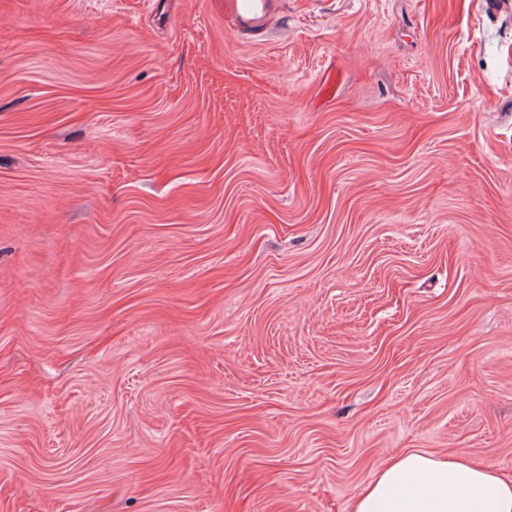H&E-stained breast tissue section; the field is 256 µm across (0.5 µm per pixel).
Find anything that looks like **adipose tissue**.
I'll return each mask as SVG.
<instances>
[{"mask_svg":"<svg viewBox=\"0 0 512 512\" xmlns=\"http://www.w3.org/2000/svg\"><path fill=\"white\" fill-rule=\"evenodd\" d=\"M352 512H512V479L459 456L399 452L354 494Z\"/></svg>","mask_w":512,"mask_h":512,"instance_id":"obj_1","label":"adipose tissue"}]
</instances>
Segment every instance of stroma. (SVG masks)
Segmentation results:
<instances>
[{"label": "stroma", "mask_w": 512, "mask_h": 512, "mask_svg": "<svg viewBox=\"0 0 512 512\" xmlns=\"http://www.w3.org/2000/svg\"><path fill=\"white\" fill-rule=\"evenodd\" d=\"M512 477V5L0 0V512H351ZM286 0H224V18L242 35H260ZM352 512H512V479L459 456L399 452L354 494Z\"/></svg>", "instance_id": "stroma-1"}]
</instances>
